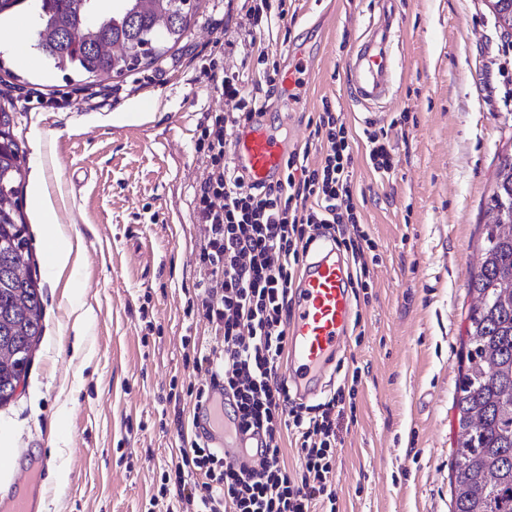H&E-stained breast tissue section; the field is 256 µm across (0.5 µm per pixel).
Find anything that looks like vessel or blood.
Returning a JSON list of instances; mask_svg holds the SVG:
<instances>
[{
    "label": "vessel or blood",
    "mask_w": 512,
    "mask_h": 512,
    "mask_svg": "<svg viewBox=\"0 0 512 512\" xmlns=\"http://www.w3.org/2000/svg\"><path fill=\"white\" fill-rule=\"evenodd\" d=\"M398 26L394 9H387L384 20L369 23L344 62L353 98L365 109L382 104L393 93L398 63L392 42ZM229 151L237 169L253 184L281 176L289 155L287 141L263 119L252 120L235 133ZM349 278L343 251L331 244L320 247L318 256L304 265L288 326L286 384L298 401L322 393L329 372L348 353L355 313ZM194 423L196 433L205 436L211 447L221 449L225 461L232 464L260 456L265 446L262 435L235 432L234 418L224 410V391L219 387L212 390L205 406L196 408ZM18 486L17 493L0 500V512H37L44 486H31L23 476Z\"/></svg>",
    "instance_id": "obj_1"
}]
</instances>
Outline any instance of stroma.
Masks as SVG:
<instances>
[{"instance_id":"35a3bbf8","label":"stroma","mask_w":512,"mask_h":512,"mask_svg":"<svg viewBox=\"0 0 512 512\" xmlns=\"http://www.w3.org/2000/svg\"><path fill=\"white\" fill-rule=\"evenodd\" d=\"M260 0H196L183 40L108 87L72 82L38 52L19 63L0 46V103L17 114L25 171L43 163L59 224L81 240L76 286L56 284L46 225L20 194L44 289V333L13 400L0 406V452L45 449L53 476L45 512H167L156 500L175 460L177 422L195 404L172 385L202 384L193 345L219 346L188 309L199 279L193 194L203 155L199 125L221 103L220 66L257 89L258 57L287 67L305 55L309 84L267 91L291 150L331 103L352 135L357 213L377 244L372 286L336 385L358 373L356 411L338 423L331 477L337 512H451L457 430L454 396L486 202L499 152L512 139V30L490 0H397L393 48L403 70L394 99L368 117L350 97L343 64L380 0H290L288 29L252 41L247 13ZM387 134L394 167L376 171L367 133ZM78 302L94 317L76 335Z\"/></svg>"}]
</instances>
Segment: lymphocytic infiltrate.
<instances>
[{
	"instance_id": "lymphocytic-infiltrate-1",
	"label": "lymphocytic infiltrate",
	"mask_w": 512,
	"mask_h": 512,
	"mask_svg": "<svg viewBox=\"0 0 512 512\" xmlns=\"http://www.w3.org/2000/svg\"><path fill=\"white\" fill-rule=\"evenodd\" d=\"M213 90L229 109L210 114L197 142L206 163L194 194L203 242L196 256L201 279L189 305L224 346L195 353L193 368L231 395L238 428L262 432L267 449L252 470L226 463L198 440H184L178 461L161 475L159 495H174L175 512H336L329 480L336 420L356 388L337 389L316 405L298 404L289 399L278 368L294 270L318 236L334 238L351 253L359 264L357 287L370 286L368 260L376 244L353 203L351 133L342 114L324 105L310 133L318 160L302 165L289 154L281 180L251 188L236 172L224 135L245 126L265 103L236 72L217 77ZM286 427L294 430L303 459L294 476L279 446Z\"/></svg>"
}]
</instances>
